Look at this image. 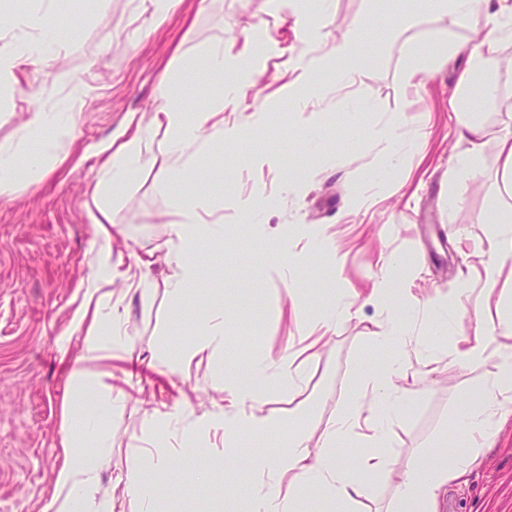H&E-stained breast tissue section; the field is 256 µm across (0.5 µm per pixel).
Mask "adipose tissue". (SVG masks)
I'll return each mask as SVG.
<instances>
[{"mask_svg": "<svg viewBox=\"0 0 512 512\" xmlns=\"http://www.w3.org/2000/svg\"><path fill=\"white\" fill-rule=\"evenodd\" d=\"M269 2L279 12L305 13L302 26L305 43L322 39L329 17V0ZM16 26L18 35L0 43V85L4 87L10 86L16 67H35L49 60L63 37L47 7L21 17ZM366 28L363 22L353 24L332 43L326 54L300 56L293 66L295 79L280 86L271 99H252L248 93L266 60L277 54L276 43L261 40L254 31L237 53L226 52L220 44L210 47L199 57L198 68L209 76L225 77L223 96L190 112L168 92H161L151 119L136 122L133 132L123 135L107 157L104 167L108 186H119L137 175L145 162L148 134L163 132L173 169H186L211 145L246 134L244 125L225 123V108L250 112L254 125L259 126L266 123L272 108L286 106L300 112L306 101L326 96L331 86L350 83L370 51ZM510 37L512 0H499L497 9L486 13L481 39L452 45L447 38H436L429 44L427 54L417 59L406 73V87L416 89L423 86L424 75L431 65L451 55L465 56L467 67L460 77L464 94L452 104L454 111L461 114L456 135L468 145L455 163L459 175L471 173L485 136L484 128L470 120L468 114L475 111L476 99L487 100L496 94L494 83L482 76L485 58ZM326 73L332 75V83L322 82L321 77ZM474 81L479 84V92L473 97L467 89ZM73 134V121L59 120L48 112L33 113L17 131L13 145L0 150V188H9L42 171L47 162L56 160L60 143L72 139ZM210 232L199 204L183 206L181 224L172 243L180 265L179 278L171 286L173 295H181L184 288L195 283L197 265L192 259L193 244L197 237ZM511 258L512 211H508L502 213L489 247L481 255L485 279L494 280L505 261ZM397 267V262L389 263L387 271L374 281L368 297L370 303L386 312V329L374 339L377 346L393 350L383 372L358 368L356 397L322 435L318 447H309L305 438L297 436L289 440L287 450L277 455L244 458V467L260 478L253 512H302L305 498L322 490L330 491L342 512H348L351 505L365 496L371 478L383 473L394 479L397 489L389 512H429L443 486L466 481L474 469L483 465L488 448L494 446L504 425L512 420V315L505 312L503 298L488 293L478 299L476 310L486 316H497L493 336H476L448 354L450 361L463 369L488 361L496 367L493 376L483 380L455 410L457 426L467 437L466 448L444 458L429 455L409 461L402 460L397 452L364 455L353 460L344 456V443L351 441L360 427L365 428L369 442L389 445L390 429L401 419L411 398L412 391L404 384L407 377L404 347L410 313L394 300ZM111 279V264L100 260L96 274L85 289L84 303L75 313L74 325L83 332L81 363L70 373L72 394L77 399L99 383L98 374L89 371V364L112 351L103 334L105 310L112 305V295L101 290L102 283ZM287 371L286 363L257 361L231 374L230 391L236 408L241 410L258 402L268 385ZM109 446V432L100 418L84 422L65 438L61 443L64 462L54 474V491L40 512H112V504L101 495L99 484L100 463ZM88 448L96 449V456H85Z\"/></svg>", "mask_w": 512, "mask_h": 512, "instance_id": "1", "label": "adipose tissue"}]
</instances>
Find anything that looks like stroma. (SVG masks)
<instances>
[{
    "label": "stroma",
    "instance_id": "35a3bbf8",
    "mask_svg": "<svg viewBox=\"0 0 512 512\" xmlns=\"http://www.w3.org/2000/svg\"><path fill=\"white\" fill-rule=\"evenodd\" d=\"M52 11L66 37L48 72L77 75L85 96L72 98L46 75L38 76L34 95L0 89V146L39 110L74 120L76 137L46 177L0 191V512H39L53 492L68 425L98 411L96 392L74 402L67 376L82 349L71 323L98 250L90 215L103 206L115 221L110 249L122 276L108 289L119 319L111 358L90 369L107 373L112 389L111 449L100 470L112 512H252L257 479L241 469L240 455L285 450L297 434L317 444L355 397L357 368L377 367L373 338L385 315L366 297L393 258L405 270L397 286L408 289L416 310L406 366L415 394L391 429L392 444L408 458L464 447V436L448 431L455 406L495 367L464 371L443 356L430 374L420 355L430 349L432 302L455 297L464 280L484 287L479 261L493 217L512 208L498 149L512 123V42L488 63L498 95L474 115L486 136L467 176L454 171L466 145L456 138L450 107L464 60L437 66L418 92L406 88L403 75L410 51L424 49L436 32L452 41L477 38L484 13L460 28L418 12L412 0H333L315 52L327 51L349 25L370 23L373 51L352 85L304 112H271L261 134L214 145L190 169L172 170L166 141L156 135L149 163L106 200L102 150L131 117L150 116L161 88L192 108L217 97L224 83L203 76L198 57L219 43L239 51L258 28L283 49L257 79L258 90L272 93L291 79L289 62L304 49L301 25L273 13L267 0H182L162 21L152 0H52ZM364 95L375 111L354 114L350 99ZM392 120L410 147L395 181L378 192L373 175L391 150L378 131ZM268 154L277 163L246 162ZM292 171L306 179L297 192L285 186ZM258 185L275 200L259 232L242 212ZM452 194L463 200L454 210ZM196 200L222 220L224 234L197 240V285L176 298L169 284L179 268L167 243L181 203ZM314 231L330 238L335 256L312 249ZM142 264L152 284L146 294L129 280ZM337 303L348 315L324 325L323 313ZM217 312L223 339L194 354ZM162 353L176 360V370L158 363ZM257 358L287 360L290 378L252 408L271 429L229 435L224 375ZM139 480L157 490L149 505L133 493ZM437 512H512V423L487 466L448 487Z\"/></svg>",
    "mask_w": 512,
    "mask_h": 512
}]
</instances>
